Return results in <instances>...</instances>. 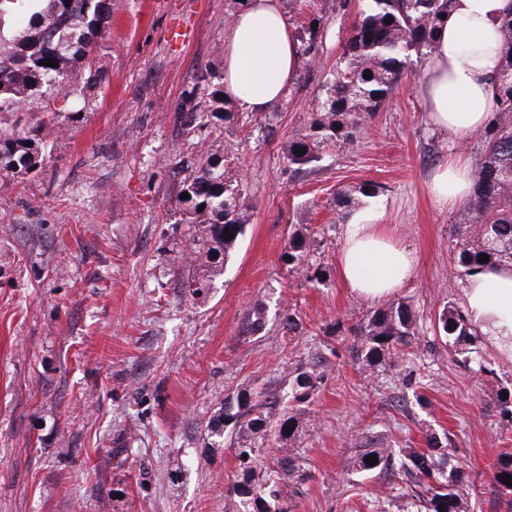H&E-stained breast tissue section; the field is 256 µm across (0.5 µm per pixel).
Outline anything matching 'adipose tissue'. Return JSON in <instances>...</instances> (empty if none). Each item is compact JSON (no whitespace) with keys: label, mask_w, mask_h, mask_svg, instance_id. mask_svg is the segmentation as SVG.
Segmentation results:
<instances>
[{"label":"adipose tissue","mask_w":512,"mask_h":512,"mask_svg":"<svg viewBox=\"0 0 512 512\" xmlns=\"http://www.w3.org/2000/svg\"><path fill=\"white\" fill-rule=\"evenodd\" d=\"M512 0H452L437 35L438 49L422 95L434 127L453 134L457 146L483 129L496 102L494 84L499 27ZM299 65L298 44L280 0H245L224 31V94L242 109L265 112L284 100ZM468 164L449 160L435 176L438 203L465 200ZM341 275L362 299L390 294L412 274V254L398 245L373 212L344 226ZM462 304L476 333L512 360V266L468 276Z\"/></svg>","instance_id":"adipose-tissue-1"}]
</instances>
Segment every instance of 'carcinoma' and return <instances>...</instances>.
I'll use <instances>...</instances> for the list:
<instances>
[{"mask_svg": "<svg viewBox=\"0 0 512 512\" xmlns=\"http://www.w3.org/2000/svg\"><path fill=\"white\" fill-rule=\"evenodd\" d=\"M451 0H365L355 13L336 65L323 82L315 111L304 126L282 144V154L296 170H311L331 150L353 145L363 134L367 119L379 111L405 74L411 54L433 58L437 31L444 24ZM112 17V0H0V112H20L27 103L48 93L75 89L64 80L75 71L94 77L100 44L105 41ZM393 21H387V18ZM314 16L297 37L299 53L315 61L320 57L323 33ZM498 102L482 131V149L472 172V191L463 204L459 222L453 225L448 249L453 267L468 276L491 265H512V12L502 22L497 49ZM49 59L51 67L42 64ZM372 73V77L364 73ZM213 79L207 69L198 72L191 88L183 91L176 119L192 131L217 119L227 123L235 113L221 112L222 90L209 93L216 107L203 104L201 93ZM297 149L306 153L298 156ZM45 154L29 133L0 128V172L26 175L41 167ZM178 199L190 225L193 249L185 261L206 266L215 276L224 266L246 229V186L237 168L228 163L224 150L210 148L179 182ZM375 197L380 187L363 183L332 193L337 217L346 216L358 204L354 193ZM204 210H199V207ZM230 231L232 237L225 236ZM321 239L306 224L296 227L281 258L289 268L302 273L308 283L326 282L325 268L309 261ZM485 254L488 261L478 262ZM266 325V310L252 306L241 333L254 336ZM285 331L292 336L306 333L300 317L286 312ZM421 318L411 304L399 300L373 310L348 327L336 322L320 329L325 336H353L357 360L372 371L400 356H412L421 335ZM436 334L452 341L456 354L467 353L476 332L464 312L448 303L435 317ZM315 366L298 363L284 372L283 385L256 389L236 388L224 398L210 420L208 437L213 445L229 444L238 462L236 480L224 500V512H282L278 481L295 485L306 480L299 456L293 449L301 419L321 384ZM277 443L273 467L262 464L269 439ZM375 455L378 463H366ZM359 472L393 470L418 481L407 497L415 512H463L470 487L464 468L451 464L447 446L435 435L424 448H363L354 460ZM512 476V453L499 457L493 476L494 490L512 494L505 484Z\"/></svg>", "mask_w": 512, "mask_h": 512, "instance_id": "cac0c4a2", "label": "carcinoma"}]
</instances>
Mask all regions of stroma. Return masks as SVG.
<instances>
[{
  "mask_svg": "<svg viewBox=\"0 0 512 512\" xmlns=\"http://www.w3.org/2000/svg\"><path fill=\"white\" fill-rule=\"evenodd\" d=\"M242 4L114 0L102 82L86 97L59 93L27 108L45 162L26 176L0 173V512H224L237 462L210 445V418L236 387L277 381L289 359L319 355L325 378L297 443L310 478L285 487L287 512H405L407 480L362 475L352 462L362 448L424 447L431 433L447 437L452 462L470 475L465 512H512L490 493L497 459L512 449V419L498 403L512 361L479 341L478 370L432 328L444 305L461 303L465 278L448 252L461 206L431 194L457 147L425 107L430 61L411 58L354 147L307 172L289 169L280 151L307 122L360 0L285 11L294 31L322 16L320 58L301 59L287 98L266 113L225 102L238 120L223 137L247 186V226L209 293L189 288L197 271L179 256L188 226L172 163L193 162L212 137L183 132L174 107L199 69L220 87L224 29ZM47 111L55 123L39 127ZM368 181L384 192L361 209L378 212L416 260L391 298L424 320L416 355L372 374L349 343L331 355L313 334L379 306L342 280V232L331 229L312 256L327 286L281 260L295 225L335 224L333 190ZM257 303L266 326L242 335ZM288 309L310 335L285 336Z\"/></svg>",
  "mask_w": 512,
  "mask_h": 512,
  "instance_id": "1",
  "label": "stroma"
}]
</instances>
